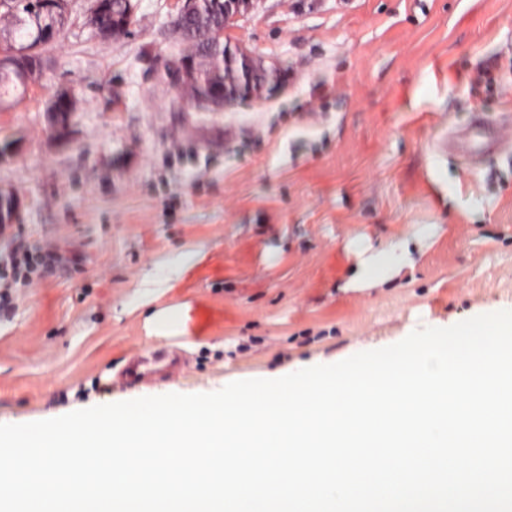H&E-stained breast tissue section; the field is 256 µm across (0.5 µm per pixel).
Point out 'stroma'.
<instances>
[{
    "label": "stroma",
    "instance_id": "obj_1",
    "mask_svg": "<svg viewBox=\"0 0 512 512\" xmlns=\"http://www.w3.org/2000/svg\"><path fill=\"white\" fill-rule=\"evenodd\" d=\"M132 2L113 39L69 0L35 85L0 109V191L21 204L0 270L19 239L80 256L0 308V424L208 393L512 307V153L445 146L477 119L512 128V0H257L224 39L285 77L220 112L162 75L188 50L173 0ZM418 224L434 231L411 265L356 280L355 240ZM173 345V375L125 377ZM65 104L69 107L70 112H66L65 117L59 112H50L54 116V124L60 131H66L70 125L71 119L74 116V99L73 93L68 89L59 90L51 102V106L56 109L59 105Z\"/></svg>",
    "mask_w": 512,
    "mask_h": 512
}]
</instances>
